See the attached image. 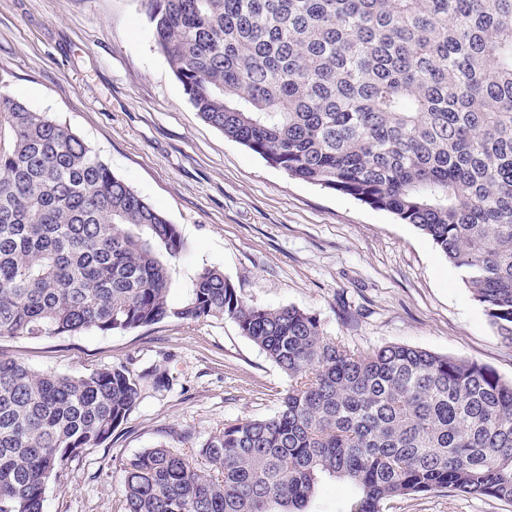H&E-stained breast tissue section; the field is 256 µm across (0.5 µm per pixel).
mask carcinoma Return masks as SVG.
Listing matches in <instances>:
<instances>
[{"mask_svg": "<svg viewBox=\"0 0 512 512\" xmlns=\"http://www.w3.org/2000/svg\"><path fill=\"white\" fill-rule=\"evenodd\" d=\"M142 2L203 121L415 226L512 341V0ZM184 249L84 139L0 90V339L227 316L288 377L272 416L126 459V512H307L325 477L352 487L344 512L443 489L512 502V381L409 345L351 349L215 268L172 306ZM147 382L169 385L153 366L66 376L0 357V512H44Z\"/></svg>", "mask_w": 512, "mask_h": 512, "instance_id": "obj_1", "label": "carcinoma"}]
</instances>
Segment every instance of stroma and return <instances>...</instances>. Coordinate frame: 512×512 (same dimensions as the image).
Masks as SVG:
<instances>
[{
  "mask_svg": "<svg viewBox=\"0 0 512 512\" xmlns=\"http://www.w3.org/2000/svg\"><path fill=\"white\" fill-rule=\"evenodd\" d=\"M0 85L84 138L113 173L175 224L170 304L197 273L223 271L263 308L317 315L354 349L406 344L473 360L512 379V344L490 326L463 273L413 225L292 178L206 124L158 52L141 0H0ZM0 354L79 375L115 364L156 366L104 444L47 486L44 512H124L122 463L160 444L188 451L225 425L270 416L287 376L230 318L104 335L4 338ZM385 512H512L484 496L435 492L387 501Z\"/></svg>",
  "mask_w": 512,
  "mask_h": 512,
  "instance_id": "1",
  "label": "stroma"
}]
</instances>
